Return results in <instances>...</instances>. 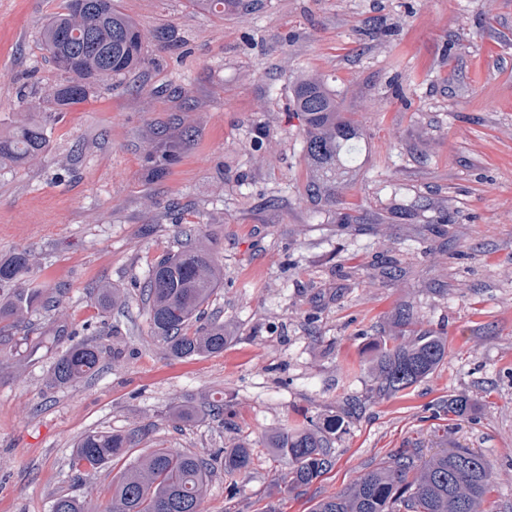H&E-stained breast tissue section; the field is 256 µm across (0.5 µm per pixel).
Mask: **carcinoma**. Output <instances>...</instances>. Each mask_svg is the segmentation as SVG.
I'll use <instances>...</instances> for the list:
<instances>
[{
  "label": "carcinoma",
  "instance_id": "cac0c4a2",
  "mask_svg": "<svg viewBox=\"0 0 512 512\" xmlns=\"http://www.w3.org/2000/svg\"><path fill=\"white\" fill-rule=\"evenodd\" d=\"M203 10L222 14L242 6L241 0H193ZM41 45L61 79L42 86L33 110L18 112L0 126V168L36 166L48 151V127L55 113L84 101L98 83L124 76L144 62V36L125 14L118 0H65L63 12L41 28ZM295 109L306 115L307 152L318 173L334 171L344 142L356 132L336 126V93L323 75L313 69L300 72L294 82ZM189 237L177 251L157 258L141 289L153 338L175 359L224 351V323L193 327L203 307L224 282L219 263L205 236L183 231ZM36 262L34 254L19 251L0 261V334L21 325L38 304L52 306L45 290L25 286L24 278ZM103 308L123 302V294L108 286L99 289ZM448 355L442 336H389L376 347L371 365L374 390L392 397L431 376ZM102 349L88 342L72 343L56 358L51 383L67 385L95 375ZM465 395L448 397V412H471ZM339 423L323 428L311 421H286L268 436V447L283 463L281 486L285 491L304 488L332 467V435ZM150 426L137 424L122 433L92 431L76 446V465L97 470L125 461L112 483V498L105 512H203L212 477V459L176 448H154L131 458L129 451L149 435ZM224 473L245 475L252 452L245 441L224 447ZM493 483L488 458L469 449L440 450L429 456L422 448H402L388 460L363 474L340 494L317 502L312 512H482ZM51 512H88L81 498L56 497Z\"/></svg>",
  "mask_w": 512,
  "mask_h": 512
}]
</instances>
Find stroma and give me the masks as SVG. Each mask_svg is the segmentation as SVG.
Segmentation results:
<instances>
[{
    "mask_svg": "<svg viewBox=\"0 0 512 512\" xmlns=\"http://www.w3.org/2000/svg\"><path fill=\"white\" fill-rule=\"evenodd\" d=\"M243 2L220 16L192 0H119L175 42L149 38L144 66L61 112L41 165L0 169V259L37 254L32 279L57 301L0 343V512H50L62 493L103 512L119 468L76 472V444L138 422L156 425L142 453L249 443L250 472L215 470L205 512H311L401 448L482 452L495 471L485 512H512V0L490 14L483 0ZM61 6L0 0V123L57 78L40 28ZM302 67L323 73L337 123L357 132L349 184L319 196L293 105ZM186 117L188 140L154 175ZM269 143L275 160L257 165ZM189 227L224 266L200 322L222 321L227 342L180 360L151 336L141 288ZM105 285L125 294L109 314ZM424 332L447 338V359L376 397L378 341ZM47 334L97 343L99 372L48 386L55 355L36 346ZM458 394L469 415L448 413ZM218 399L231 424L168 418ZM304 414L343 419L336 461L280 493L267 436Z\"/></svg>",
    "mask_w": 512,
    "mask_h": 512,
    "instance_id": "obj_1",
    "label": "stroma"
}]
</instances>
